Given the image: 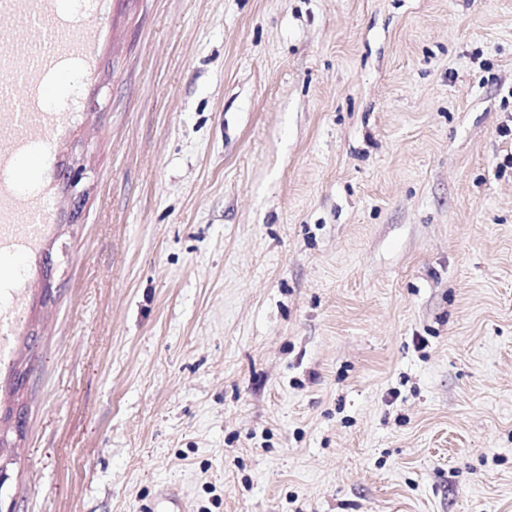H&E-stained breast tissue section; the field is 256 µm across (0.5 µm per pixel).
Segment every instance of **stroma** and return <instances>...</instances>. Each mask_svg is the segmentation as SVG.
I'll list each match as a JSON object with an SVG mask.
<instances>
[{
    "label": "stroma",
    "mask_w": 512,
    "mask_h": 512,
    "mask_svg": "<svg viewBox=\"0 0 512 512\" xmlns=\"http://www.w3.org/2000/svg\"><path fill=\"white\" fill-rule=\"evenodd\" d=\"M62 3L0 512H512V0ZM54 28L58 30L56 42L50 50L41 54L36 63L29 69V80L35 82L38 95L41 98H45L48 90L60 84L64 78V72L58 67V57L62 53L67 52L79 56L83 60L85 67L90 71L94 69L96 64L97 35L94 30L88 28L79 39L58 43L62 28L59 25ZM49 70L55 71V81L52 83H42L41 75Z\"/></svg>",
    "instance_id": "obj_1"
}]
</instances>
